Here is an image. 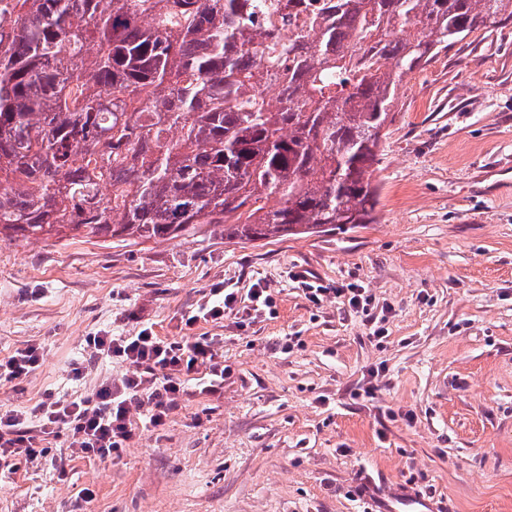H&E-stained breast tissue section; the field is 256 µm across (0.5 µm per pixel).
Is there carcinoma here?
Here are the masks:
<instances>
[{"mask_svg": "<svg viewBox=\"0 0 512 512\" xmlns=\"http://www.w3.org/2000/svg\"><path fill=\"white\" fill-rule=\"evenodd\" d=\"M270 11L288 3L0 0V241L372 224L403 78L512 25V0H327L291 37Z\"/></svg>", "mask_w": 512, "mask_h": 512, "instance_id": "cac0c4a2", "label": "carcinoma"}]
</instances>
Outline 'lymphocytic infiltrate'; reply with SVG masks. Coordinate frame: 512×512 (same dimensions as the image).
<instances>
[{
	"label": "lymphocytic infiltrate",
	"instance_id": "obj_1",
	"mask_svg": "<svg viewBox=\"0 0 512 512\" xmlns=\"http://www.w3.org/2000/svg\"><path fill=\"white\" fill-rule=\"evenodd\" d=\"M274 311V299L264 288L252 289L247 306L240 305L235 292L214 288L186 316L185 324L191 327L228 316L245 322ZM85 343L90 358L123 362L126 374L119 384L106 381L74 398L48 392L29 410L0 409L1 470L16 471L22 461L47 454L50 441L62 436L86 458L119 455L133 435L132 405H148L150 424L163 426L188 383H195L200 392L214 393L223 388L231 371L205 336L161 337L146 326L133 336L101 330L86 337Z\"/></svg>",
	"mask_w": 512,
	"mask_h": 512
}]
</instances>
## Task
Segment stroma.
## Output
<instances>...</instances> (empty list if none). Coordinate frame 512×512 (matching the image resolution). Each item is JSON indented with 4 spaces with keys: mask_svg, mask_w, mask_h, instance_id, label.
Listing matches in <instances>:
<instances>
[{
    "mask_svg": "<svg viewBox=\"0 0 512 512\" xmlns=\"http://www.w3.org/2000/svg\"><path fill=\"white\" fill-rule=\"evenodd\" d=\"M373 182L377 223L331 235L1 241L0 357L43 356L0 384L5 409L119 380L126 365L88 360L86 336L180 335L210 289L245 302L262 286L276 314L199 321L232 368L220 392L188 388L158 428L132 411L112 459L53 441L0 474V512H358L372 475L446 512H512V25L408 74ZM298 272L327 288L320 304ZM350 284L369 314L336 296ZM39 347L28 345L0 358V383H12L26 378L40 364Z\"/></svg>",
    "mask_w": 512,
    "mask_h": 512,
    "instance_id": "35a3bbf8",
    "label": "stroma"
}]
</instances>
